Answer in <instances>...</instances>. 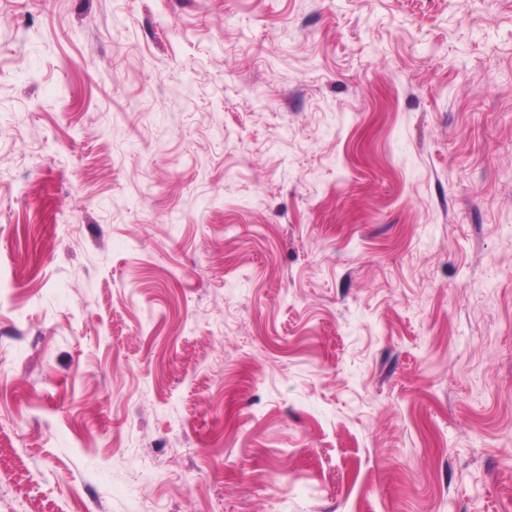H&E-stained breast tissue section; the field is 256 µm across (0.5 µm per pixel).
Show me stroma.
<instances>
[{"instance_id": "35a3bbf8", "label": "stroma", "mask_w": 512, "mask_h": 512, "mask_svg": "<svg viewBox=\"0 0 512 512\" xmlns=\"http://www.w3.org/2000/svg\"><path fill=\"white\" fill-rule=\"evenodd\" d=\"M512 512V0H0V512Z\"/></svg>"}]
</instances>
